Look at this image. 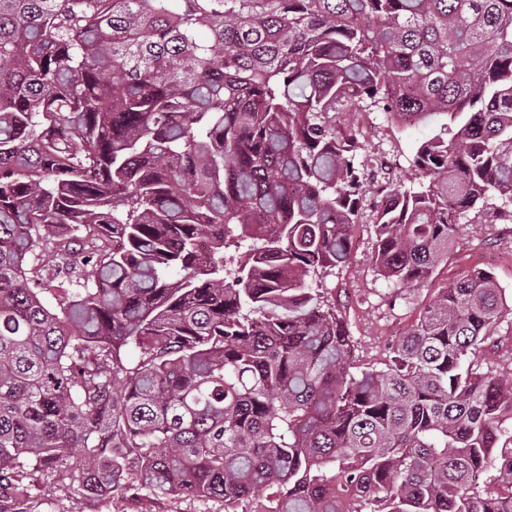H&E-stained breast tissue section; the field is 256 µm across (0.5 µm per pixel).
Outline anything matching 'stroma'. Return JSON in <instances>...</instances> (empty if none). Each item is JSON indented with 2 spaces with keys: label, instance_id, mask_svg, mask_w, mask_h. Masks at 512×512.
Segmentation results:
<instances>
[{
  "label": "stroma",
  "instance_id": "35a3bbf8",
  "mask_svg": "<svg viewBox=\"0 0 512 512\" xmlns=\"http://www.w3.org/2000/svg\"><path fill=\"white\" fill-rule=\"evenodd\" d=\"M357 162L369 165L386 159L391 163L394 183L411 185L416 171L413 157L419 143L431 129L425 125L402 128L385 112H370L355 122ZM375 226L364 217L352 235L348 262L323 274L318 286L325 299L344 318L361 355L381 360L386 346L414 322L428 300L426 291L400 289L378 275L374 262ZM475 269L490 272L507 294V302L490 334L494 347L484 358L503 377L512 376V220L489 215L461 218L457 233L448 247V261L436 274L437 284L457 280ZM32 512H193V504L177 499L155 503L143 496L84 499L78 484L61 486L49 475L28 473Z\"/></svg>",
  "mask_w": 512,
  "mask_h": 512
}]
</instances>
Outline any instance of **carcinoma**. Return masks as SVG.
<instances>
[{"mask_svg": "<svg viewBox=\"0 0 512 512\" xmlns=\"http://www.w3.org/2000/svg\"><path fill=\"white\" fill-rule=\"evenodd\" d=\"M366 110L435 121L372 216L378 274L428 286L466 212L512 214V0H0V512L28 469L224 512H512L493 275L431 289L382 362L314 287L363 221L336 113Z\"/></svg>", "mask_w": 512, "mask_h": 512, "instance_id": "carcinoma-1", "label": "carcinoma"}]
</instances>
